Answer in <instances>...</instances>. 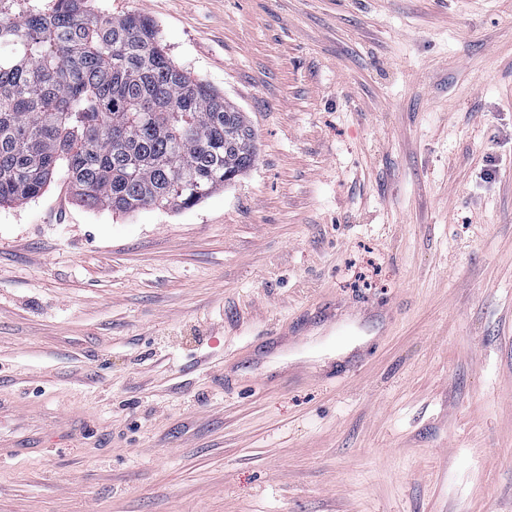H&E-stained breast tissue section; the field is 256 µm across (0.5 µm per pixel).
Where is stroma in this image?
<instances>
[{
  "label": "stroma",
  "instance_id": "stroma-1",
  "mask_svg": "<svg viewBox=\"0 0 512 512\" xmlns=\"http://www.w3.org/2000/svg\"><path fill=\"white\" fill-rule=\"evenodd\" d=\"M101 4L258 158L0 206V512H512V0Z\"/></svg>",
  "mask_w": 512,
  "mask_h": 512
}]
</instances>
